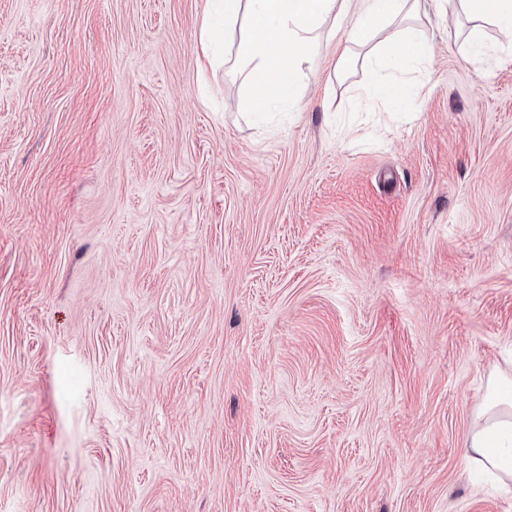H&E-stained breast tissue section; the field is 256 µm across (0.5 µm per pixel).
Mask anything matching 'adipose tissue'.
<instances>
[{
	"mask_svg": "<svg viewBox=\"0 0 512 512\" xmlns=\"http://www.w3.org/2000/svg\"><path fill=\"white\" fill-rule=\"evenodd\" d=\"M444 0H207L198 29L201 66L225 68L241 79L242 105L268 114L296 106L303 97L301 76L319 44L341 35L336 68L348 72L365 64L379 79L364 88L370 99L406 111L415 88L400 73L429 56L427 33L409 26L425 4ZM477 24L466 51L484 47L482 26L512 42V0H459ZM472 465L491 468L512 480V379L489 385V397L467 434Z\"/></svg>",
	"mask_w": 512,
	"mask_h": 512,
	"instance_id": "obj_1",
	"label": "adipose tissue"
}]
</instances>
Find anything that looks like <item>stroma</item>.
<instances>
[{
	"label": "stroma",
	"mask_w": 512,
	"mask_h": 512,
	"mask_svg": "<svg viewBox=\"0 0 512 512\" xmlns=\"http://www.w3.org/2000/svg\"><path fill=\"white\" fill-rule=\"evenodd\" d=\"M207 0H0V512H512V47L448 8L406 112L322 42L260 122ZM489 397L467 434L471 464L491 468L512 480V379L489 384Z\"/></svg>",
	"instance_id": "stroma-1"
}]
</instances>
